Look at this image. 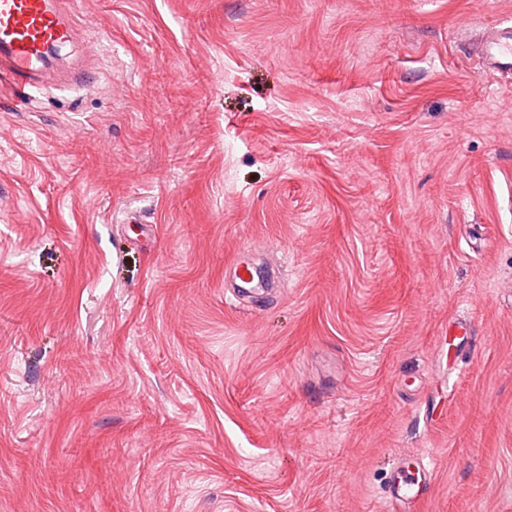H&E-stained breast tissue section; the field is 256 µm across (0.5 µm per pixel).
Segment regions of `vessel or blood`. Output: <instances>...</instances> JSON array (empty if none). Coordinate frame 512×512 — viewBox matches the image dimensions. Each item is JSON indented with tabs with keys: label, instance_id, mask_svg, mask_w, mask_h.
Returning a JSON list of instances; mask_svg holds the SVG:
<instances>
[{
	"label": "vessel or blood",
	"instance_id": "1",
	"mask_svg": "<svg viewBox=\"0 0 512 512\" xmlns=\"http://www.w3.org/2000/svg\"><path fill=\"white\" fill-rule=\"evenodd\" d=\"M72 36L65 0H0V90L20 104L32 100L54 74L48 49L70 42ZM483 54L490 69L512 70V21L497 28ZM432 482L430 468L397 469L387 495L392 512H410L429 494Z\"/></svg>",
	"mask_w": 512,
	"mask_h": 512
}]
</instances>
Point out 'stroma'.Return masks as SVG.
Segmentation results:
<instances>
[{
  "label": "stroma",
  "instance_id": "stroma-1",
  "mask_svg": "<svg viewBox=\"0 0 512 512\" xmlns=\"http://www.w3.org/2000/svg\"><path fill=\"white\" fill-rule=\"evenodd\" d=\"M72 14L91 85L0 104V512H385L401 462L512 512V0ZM487 65L492 70H512V21L500 25L483 48Z\"/></svg>",
  "mask_w": 512,
  "mask_h": 512
}]
</instances>
